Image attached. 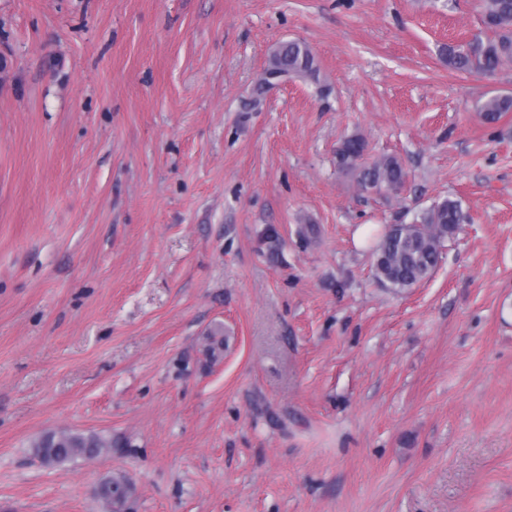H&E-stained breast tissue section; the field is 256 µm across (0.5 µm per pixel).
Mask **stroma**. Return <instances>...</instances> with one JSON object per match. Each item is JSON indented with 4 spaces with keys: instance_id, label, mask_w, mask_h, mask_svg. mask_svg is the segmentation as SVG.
I'll return each mask as SVG.
<instances>
[{
    "instance_id": "stroma-1",
    "label": "stroma",
    "mask_w": 512,
    "mask_h": 512,
    "mask_svg": "<svg viewBox=\"0 0 512 512\" xmlns=\"http://www.w3.org/2000/svg\"><path fill=\"white\" fill-rule=\"evenodd\" d=\"M478 2L0 0V512H512V65L444 52ZM289 40L319 84L253 104ZM447 198L432 276L378 281L357 227ZM51 429L118 446L50 468ZM512 111V96L492 95L478 105V112L488 124L496 123L503 113ZM365 140L355 136L345 140L337 150L338 164L348 171H357V182L365 190L397 193L406 181V171L395 156H384L370 164L359 165L365 151ZM130 489L119 480H106L101 487V497L112 512L126 511Z\"/></svg>"
}]
</instances>
